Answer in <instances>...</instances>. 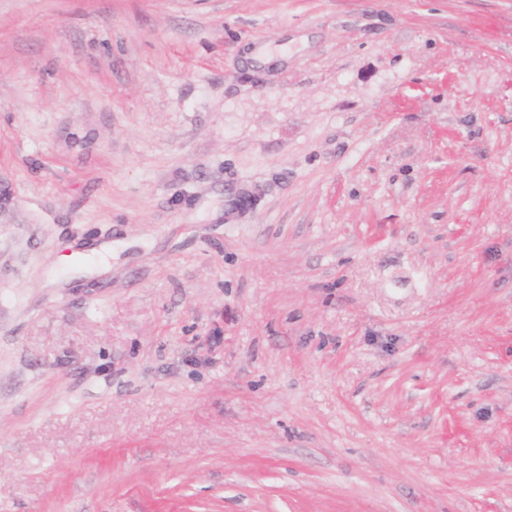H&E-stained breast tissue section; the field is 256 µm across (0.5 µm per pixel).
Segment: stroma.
Wrapping results in <instances>:
<instances>
[{
	"label": "stroma",
	"instance_id": "obj_1",
	"mask_svg": "<svg viewBox=\"0 0 512 512\" xmlns=\"http://www.w3.org/2000/svg\"><path fill=\"white\" fill-rule=\"evenodd\" d=\"M0 512H512V0H0Z\"/></svg>",
	"mask_w": 512,
	"mask_h": 512
}]
</instances>
